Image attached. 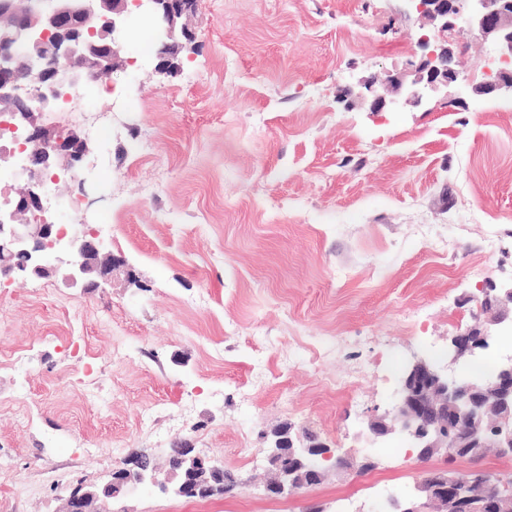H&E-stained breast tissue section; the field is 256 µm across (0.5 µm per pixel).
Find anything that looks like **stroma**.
Masks as SVG:
<instances>
[{
    "label": "stroma",
    "instance_id": "1",
    "mask_svg": "<svg viewBox=\"0 0 512 512\" xmlns=\"http://www.w3.org/2000/svg\"><path fill=\"white\" fill-rule=\"evenodd\" d=\"M405 0H196L173 74L137 65L73 94L95 167L51 194L126 265L87 293L67 265L0 279V512H62L136 450L174 442L243 480L187 501L144 488L130 512H385L419 463L382 441L374 470L290 498L261 490L263 432L331 448L389 410L412 356L446 361L512 286V103L449 86L370 113L346 88L418 63ZM472 83L494 56L447 33ZM346 387L337 390V377Z\"/></svg>",
    "mask_w": 512,
    "mask_h": 512
}]
</instances>
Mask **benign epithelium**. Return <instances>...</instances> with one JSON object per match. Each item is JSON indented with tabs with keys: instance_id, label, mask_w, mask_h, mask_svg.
Instances as JSON below:
<instances>
[{
	"instance_id": "obj_1",
	"label": "benign epithelium",
	"mask_w": 512,
	"mask_h": 512,
	"mask_svg": "<svg viewBox=\"0 0 512 512\" xmlns=\"http://www.w3.org/2000/svg\"><path fill=\"white\" fill-rule=\"evenodd\" d=\"M430 31L418 43L423 55L409 71L370 77L364 91L348 90L356 100L371 97L369 111L393 106L418 107L439 89L457 84L476 96L512 99V0H407ZM195 0H0V112L9 116L10 140L0 144V170L21 181L14 200L0 206V277L44 276L65 255L73 284L92 290L124 266L122 257L105 250L97 235L70 233L65 225L47 219L52 185L76 177L88 166L92 148L71 130L48 128L39 114L56 107L72 92L88 89L101 75L125 68L128 21L136 14L153 32L152 57L156 70H180L178 38L189 41L187 20ZM461 23L477 38L495 45L498 66L487 79L468 84L457 68L454 50L444 32ZM39 84L29 85L32 71ZM480 325L448 337V365L475 361L489 348L490 327L502 325L512 314V287L488 288ZM374 441L393 435L419 449L421 471L417 488L424 503L390 499L391 512H423L445 503L451 512H512V498L495 484L482 490L470 478L427 463L436 455L454 459L494 450L512 457V358L490 373L470 379L451 376L448 369L424 357L406 366L392 408L365 423ZM262 453L268 465L263 485L266 497L286 499L302 488L322 483L331 472L362 475L377 463L369 455L357 462L348 453L336 454L319 439L298 446L292 427L275 425L266 432ZM179 451L188 466L184 475L162 471L153 458L138 451L124 465L112 469L100 485L82 482L66 498L63 512H127L110 504L149 486L179 497H199L215 490L224 464L184 441Z\"/></svg>"
}]
</instances>
